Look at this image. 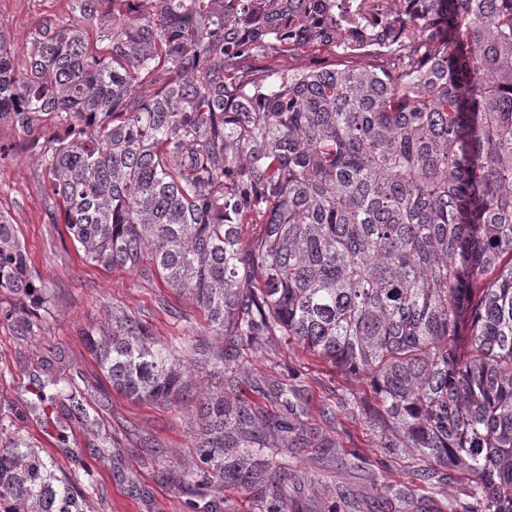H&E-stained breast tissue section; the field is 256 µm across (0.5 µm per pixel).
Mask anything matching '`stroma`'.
<instances>
[{
    "label": "stroma",
    "mask_w": 512,
    "mask_h": 512,
    "mask_svg": "<svg viewBox=\"0 0 512 512\" xmlns=\"http://www.w3.org/2000/svg\"><path fill=\"white\" fill-rule=\"evenodd\" d=\"M70 0H0V21L15 48L28 47L37 25L48 16L69 17ZM0 141L14 153L0 162V214L15 224L38 275L50 290L45 306H17L0 294V307L16 309L14 320L0 319V424L32 447L50 454L72 477L92 469L96 489L88 512H190L166 475L194 457L191 410L186 403L152 404L117 393L106 381L82 336L103 324L111 312L138 319L152 336L175 343L199 335L200 311L159 282L132 271L86 263L65 225L50 223L45 175L36 162L35 136L19 134L0 122ZM39 332L28 333L25 321ZM238 398L267 419L285 410L269 394L275 379L294 389L306 404L298 415L300 438L288 456L302 485L289 488L291 512H369L386 487L401 485L405 498L391 500L390 512H464L467 485L448 478L428 487L413 477L410 460L385 455L378 438L352 414L349 396L369 395L365 380H352L330 364L279 337L245 351ZM72 390L74 400L56 397ZM336 409L333 419L324 406ZM330 442L334 456L318 452ZM346 488L354 504L337 494Z\"/></svg>",
    "instance_id": "1"
}]
</instances>
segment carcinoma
I'll return each mask as SVG.
<instances>
[{
	"instance_id": "carcinoma-1",
	"label": "carcinoma",
	"mask_w": 512,
	"mask_h": 512,
	"mask_svg": "<svg viewBox=\"0 0 512 512\" xmlns=\"http://www.w3.org/2000/svg\"><path fill=\"white\" fill-rule=\"evenodd\" d=\"M429 2L411 39L342 69L293 65L372 35L321 43L331 0H71L22 51L0 22V122L43 139L49 220L203 314L178 346L115 312L84 332L118 393L193 398L180 492L288 512L294 427L227 396L278 336L369 378L353 409L419 482L457 473L468 512H512V0ZM2 292L49 300L0 215ZM85 500L24 439L0 448V512Z\"/></svg>"
}]
</instances>
